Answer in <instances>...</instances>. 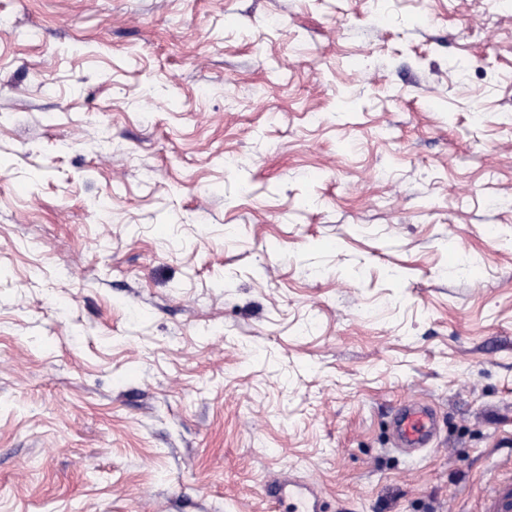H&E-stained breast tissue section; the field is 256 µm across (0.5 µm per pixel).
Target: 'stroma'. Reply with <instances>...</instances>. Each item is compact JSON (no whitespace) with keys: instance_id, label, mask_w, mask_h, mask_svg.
I'll return each instance as SVG.
<instances>
[{"instance_id":"1","label":"stroma","mask_w":512,"mask_h":512,"mask_svg":"<svg viewBox=\"0 0 512 512\" xmlns=\"http://www.w3.org/2000/svg\"><path fill=\"white\" fill-rule=\"evenodd\" d=\"M279 473L323 512L512 473V11L0 0V512H269ZM437 428L435 411L427 405H403L397 409L394 430L399 446L415 451L428 447Z\"/></svg>"}]
</instances>
